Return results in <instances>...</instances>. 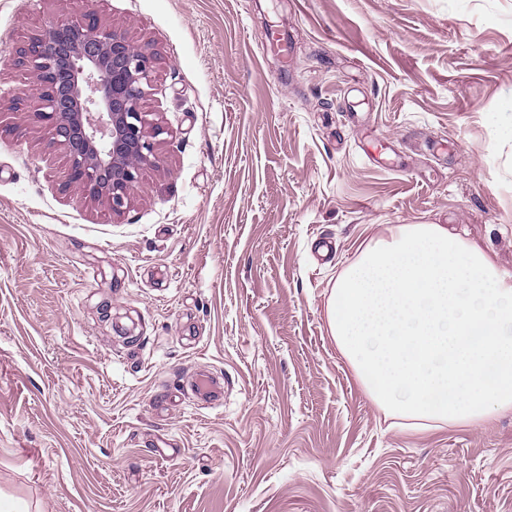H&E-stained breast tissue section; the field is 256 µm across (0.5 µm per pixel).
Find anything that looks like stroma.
I'll list each match as a JSON object with an SVG mask.
<instances>
[{
  "label": "stroma",
  "mask_w": 512,
  "mask_h": 512,
  "mask_svg": "<svg viewBox=\"0 0 512 512\" xmlns=\"http://www.w3.org/2000/svg\"><path fill=\"white\" fill-rule=\"evenodd\" d=\"M85 10L158 56L120 214L10 104ZM0 91V512H512V409L391 426L327 313L394 224L512 274V0H0Z\"/></svg>",
  "instance_id": "stroma-1"
}]
</instances>
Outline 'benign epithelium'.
<instances>
[{"mask_svg":"<svg viewBox=\"0 0 512 512\" xmlns=\"http://www.w3.org/2000/svg\"><path fill=\"white\" fill-rule=\"evenodd\" d=\"M21 45L18 62L32 78L33 118L67 155L65 185L127 208L140 170L155 164L160 127L144 108L156 79L154 51L94 12L49 20Z\"/></svg>","mask_w":512,"mask_h":512,"instance_id":"benign-epithelium-1","label":"benign epithelium"}]
</instances>
